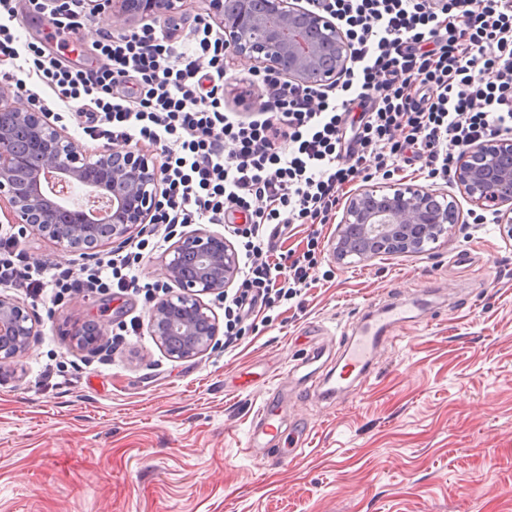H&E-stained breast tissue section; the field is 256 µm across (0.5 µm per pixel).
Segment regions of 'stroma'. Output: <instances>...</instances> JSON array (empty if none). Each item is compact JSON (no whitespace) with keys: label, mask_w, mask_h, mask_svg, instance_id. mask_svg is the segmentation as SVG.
I'll return each instance as SVG.
<instances>
[{"label":"stroma","mask_w":512,"mask_h":512,"mask_svg":"<svg viewBox=\"0 0 512 512\" xmlns=\"http://www.w3.org/2000/svg\"><path fill=\"white\" fill-rule=\"evenodd\" d=\"M22 41L67 65L99 59L101 31L127 30L109 13L67 45L48 42L43 16L14 0ZM224 108L255 116L266 93L259 66L228 52ZM447 191L460 222L429 253L336 264L335 224H304L274 253L307 250L311 281L276 304L261 331L233 347L173 361L147 328L143 294H73L60 302L17 292L40 334L0 367V512H512V241L452 179L413 168L390 181ZM30 261L76 270L92 256L61 251L30 231L17 244ZM397 300L410 322L392 328L360 386L311 398L294 367L314 349L331 368L342 340ZM139 333L113 342L131 319ZM104 325L97 352L74 344L83 323ZM281 373L283 427L265 449L244 452L254 413ZM254 385L241 387L240 374ZM311 428L310 446L301 431Z\"/></svg>","instance_id":"1"}]
</instances>
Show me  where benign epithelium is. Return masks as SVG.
Wrapping results in <instances>:
<instances>
[{"mask_svg":"<svg viewBox=\"0 0 512 512\" xmlns=\"http://www.w3.org/2000/svg\"><path fill=\"white\" fill-rule=\"evenodd\" d=\"M207 2L232 50L290 82L331 83L349 62L342 29L299 0ZM90 6L122 21H159L177 9V0H91ZM0 112L12 113V123H0V199H7L12 224L82 254L128 240L149 221L146 204L160 194L158 160L129 146H104L93 160L50 121V113L1 103ZM452 181L478 208L507 205L512 212V141L469 144ZM458 221L455 202L437 189L401 182L384 192L362 187L347 198L330 255L340 265L421 255ZM168 254L166 273L178 290L153 306L148 329L163 353L180 361L216 346L218 324L203 296L224 295L240 265L234 246L215 231L184 232ZM36 333L28 306L0 293V366L23 354ZM102 335L96 321L78 328L73 340L93 349Z\"/></svg>","mask_w":512,"mask_h":512,"instance_id":"1","label":"benign epithelium"}]
</instances>
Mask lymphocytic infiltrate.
Instances as JSON below:
<instances>
[{"mask_svg":"<svg viewBox=\"0 0 512 512\" xmlns=\"http://www.w3.org/2000/svg\"><path fill=\"white\" fill-rule=\"evenodd\" d=\"M61 29L78 31L91 14L83 0H29ZM352 46L342 79L303 87L274 72L258 73L266 90L264 119L224 110L228 46L208 18L191 29L169 17L119 36L102 33L104 64L75 68L19 43L0 23V61L16 63L26 92L37 78L61 111L82 116L83 137L115 146L158 149L163 189L150 201L160 241L187 224H221L227 211L244 218V279L224 304L227 330L247 308L271 309L307 284L310 254L290 265L271 260L267 225L327 224L345 186L421 162L429 176H448L468 144L512 135V0H312ZM360 109L357 123L343 114ZM148 240L98 258L82 272L28 262L12 227H0V285L55 296L139 286Z\"/></svg>","mask_w":512,"mask_h":512,"instance_id":"obj_1","label":"lymphocytic infiltrate"}]
</instances>
